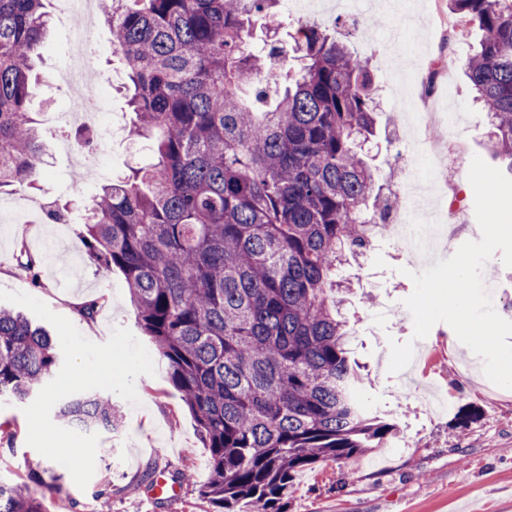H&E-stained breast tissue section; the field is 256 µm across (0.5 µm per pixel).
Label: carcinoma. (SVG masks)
Segmentation results:
<instances>
[{"instance_id":"1","label":"carcinoma","mask_w":512,"mask_h":512,"mask_svg":"<svg viewBox=\"0 0 512 512\" xmlns=\"http://www.w3.org/2000/svg\"><path fill=\"white\" fill-rule=\"evenodd\" d=\"M47 0H0V192L36 188L43 163L29 111ZM278 0H112L103 12L126 63L131 134L151 161L101 187L80 236L124 274L139 323L209 452L211 512H288L296 475L354 464L396 425L355 397L357 363L339 318L336 269L385 231L390 205L359 151L377 103L365 61L315 22L252 47ZM478 28L464 72L512 177V0H448ZM56 343L0 308V399L39 392ZM54 420L116 429L112 399L76 395ZM41 472L0 482V512H44Z\"/></svg>"}]
</instances>
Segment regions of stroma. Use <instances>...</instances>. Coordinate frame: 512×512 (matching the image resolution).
Listing matches in <instances>:
<instances>
[{
    "mask_svg": "<svg viewBox=\"0 0 512 512\" xmlns=\"http://www.w3.org/2000/svg\"><path fill=\"white\" fill-rule=\"evenodd\" d=\"M355 18L321 10L316 18L337 31L349 48L366 60L377 87L378 147L368 159L385 196L413 183L440 212L448 210L447 184L461 190L463 223L450 227L423 258L403 248L393 236L378 239L364 258L348 261L337 272L349 291L343 307L355 341V356L364 383L359 401L371 410L391 413L397 434L387 445L371 449L357 466L328 461L298 475L288 499V512H460L487 507L512 512V389L491 394L482 359L461 343L446 323L432 327L418 340L425 352L419 386L403 385L388 370L390 342L413 340L414 324L403 301L414 290L410 272L422 271L437 259L452 256L463 243L481 238L475 217L474 190L468 180L473 157H486L488 126L473 101L462 71L481 33L471 27L449 39L441 20L448 0H400L390 8L382 0H357ZM90 60L94 68L114 77L107 92L110 111L127 113L125 67L115 52L101 14L93 16ZM75 17L52 19L51 36L37 64L45 83L29 109L39 121L41 141L51 146L76 131L52 113L68 104L70 90L56 75L64 64ZM437 143L454 141L458 149L443 153L437 178L419 177L413 162L418 138ZM98 174L64 154H46L38 177L39 193L68 203L71 221L48 223L27 210L12 192L0 203L12 212L0 228V289L22 291L44 302L55 314L74 319L87 339L102 343L113 329L124 327L135 337L143 332L131 305L123 274L99 273L79 235L82 216L101 186L146 163V141L126 137L98 140ZM26 242L34 267L22 268L19 242ZM100 298L94 320H75L78 303ZM156 373L135 382L139 406L120 401L117 430L100 432L95 472L86 488H78L61 464L42 458L26 443L27 419L19 402L0 403V420L14 421L12 436L0 438V481L19 483L32 464H42L46 487L45 512H209L198 487L208 477L207 450L180 393L167 378L163 361ZM476 411L475 420L459 416ZM172 474L188 471L179 498L149 497L152 477L161 467Z\"/></svg>",
    "mask_w": 512,
    "mask_h": 512,
    "instance_id": "obj_1",
    "label": "stroma"
}]
</instances>
